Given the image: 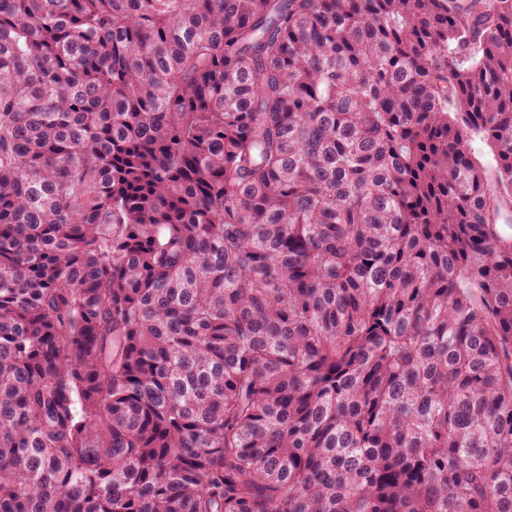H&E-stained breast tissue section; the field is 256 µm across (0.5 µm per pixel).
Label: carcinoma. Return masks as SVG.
<instances>
[{
	"label": "carcinoma",
	"mask_w": 512,
	"mask_h": 512,
	"mask_svg": "<svg viewBox=\"0 0 512 512\" xmlns=\"http://www.w3.org/2000/svg\"><path fill=\"white\" fill-rule=\"evenodd\" d=\"M511 223L512 0H0V512H512Z\"/></svg>",
	"instance_id": "carcinoma-1"
}]
</instances>
